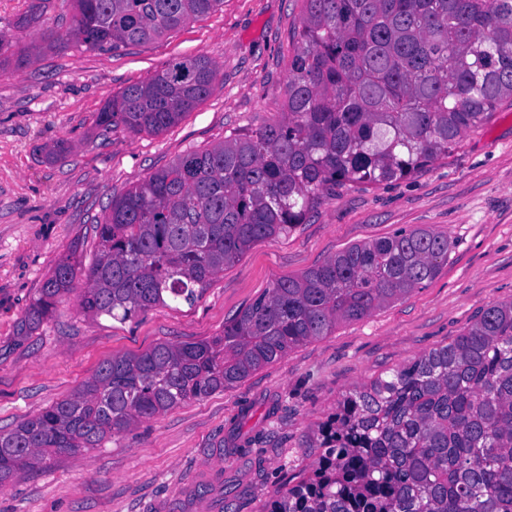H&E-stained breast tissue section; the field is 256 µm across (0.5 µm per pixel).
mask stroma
I'll return each instance as SVG.
<instances>
[{
    "mask_svg": "<svg viewBox=\"0 0 512 512\" xmlns=\"http://www.w3.org/2000/svg\"><path fill=\"white\" fill-rule=\"evenodd\" d=\"M32 0H0V34L39 44L31 65H0V431L71 395L100 364L156 344L220 334L280 278L356 243L402 230L447 234L448 261L426 286L344 322L331 335L200 401L184 403L99 448L59 456L0 487V512H266L277 490L309 475L305 440L337 398L448 344L487 307L512 300V101L447 157L393 183L343 187L288 234L226 266L194 304L157 306L120 322L90 317L71 292L30 337L18 324L45 276L71 249L96 252L112 201L186 152L274 120L284 98L300 0H224L168 37L117 52L41 47L70 27L67 0L17 28ZM218 66L210 95L158 134L96 125L103 105L175 57ZM64 143L58 160L43 145Z\"/></svg>",
    "mask_w": 512,
    "mask_h": 512,
    "instance_id": "35a3bbf8",
    "label": "stroma"
}]
</instances>
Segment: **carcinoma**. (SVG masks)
<instances>
[{
  "mask_svg": "<svg viewBox=\"0 0 512 512\" xmlns=\"http://www.w3.org/2000/svg\"><path fill=\"white\" fill-rule=\"evenodd\" d=\"M280 118L189 151L112 201L89 264L77 251L46 276L24 337L84 279L91 317L126 321L193 304L224 266L288 235L336 188L410 177L448 156L512 100V0H302ZM223 0H72L56 46L155 42ZM0 57L28 64L32 45ZM217 65L177 57L98 112L106 132L157 134L205 100ZM448 236L429 229L353 244L277 280L224 330L114 356L73 394L0 432V485L98 448L145 419L231 388L291 349L432 281ZM313 474L267 512H512V301L389 377L343 394L310 438Z\"/></svg>",
  "mask_w": 512,
  "mask_h": 512,
  "instance_id": "cac0c4a2",
  "label": "carcinoma"
}]
</instances>
